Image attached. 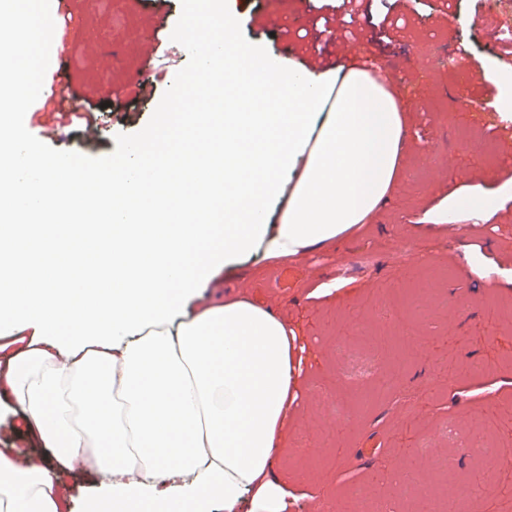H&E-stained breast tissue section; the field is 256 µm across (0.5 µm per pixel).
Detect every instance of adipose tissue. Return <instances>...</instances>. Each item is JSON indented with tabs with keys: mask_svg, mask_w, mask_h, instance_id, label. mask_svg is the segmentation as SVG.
Instances as JSON below:
<instances>
[{
	"mask_svg": "<svg viewBox=\"0 0 512 512\" xmlns=\"http://www.w3.org/2000/svg\"><path fill=\"white\" fill-rule=\"evenodd\" d=\"M13 3L24 65H0V86L18 98L40 86L48 29L40 0ZM205 4L212 40L180 94L223 92L224 112L198 123L170 106L102 185L67 157L31 160L26 179L0 167L13 214L79 197L120 222L96 246L111 287L0 271V328L29 340L0 346V390L26 446L53 457L21 465L0 448V512H288L275 468L310 383L305 348L285 312L205 292L242 259L268 269L357 235L402 176L407 105L360 66L270 63L225 35L224 0ZM243 99L255 106L240 120ZM185 178L192 194L174 189ZM510 200L511 181L491 201L462 184L441 220L463 204L483 219Z\"/></svg>",
	"mask_w": 512,
	"mask_h": 512,
	"instance_id": "1",
	"label": "adipose tissue"
}]
</instances>
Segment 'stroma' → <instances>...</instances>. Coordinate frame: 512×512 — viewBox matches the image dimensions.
<instances>
[{
    "label": "stroma",
    "mask_w": 512,
    "mask_h": 512,
    "mask_svg": "<svg viewBox=\"0 0 512 512\" xmlns=\"http://www.w3.org/2000/svg\"><path fill=\"white\" fill-rule=\"evenodd\" d=\"M224 0L225 18L249 9L252 20L236 31L239 41L275 58L291 48L294 61L315 68L348 63L366 52L381 54L399 73L413 120L411 137L421 140L435 117L444 127L434 151L454 157L456 178L472 192L488 195L512 178L503 167L499 142L488 130L501 125L498 89L482 72H512L495 49L494 29L512 19V0H364L365 16L352 37L313 49L316 16H341L339 0ZM456 21L440 23L442 6ZM197 0H44L55 15L58 37L67 38L59 69L56 50L43 59V80L63 73L72 89L93 85L99 111L96 131L78 122L77 136L54 142L32 128L30 141L42 156L70 154L85 171L124 155L154 125L176 95L182 75L200 56L182 29L185 16L198 14ZM394 21L391 38L379 37L382 18ZM472 66L469 83L455 80L457 51ZM154 57L157 89L137 108L111 111L114 96L129 99L135 75ZM438 68L445 85L423 75ZM421 80L408 79L410 71ZM479 98L482 111L464 109ZM444 178L419 151H411L404 173L365 231L341 243L333 257L311 255L292 264L288 291L277 292L276 270L254 271L240 264L235 276L213 279L212 292L248 294L288 312L299 327L316 324L310 340L315 363L312 382L289 437L281 470L294 494L288 512H417L430 493L438 512H454L452 493L434 476L438 466L453 470L460 486L471 488L485 512H512L502 491L503 474L490 459L476 462V416L512 413V284L495 272L512 261V211L489 219H461L421 235L445 195ZM322 282L339 284V299L314 296Z\"/></svg>",
    "instance_id": "stroma-1"
}]
</instances>
